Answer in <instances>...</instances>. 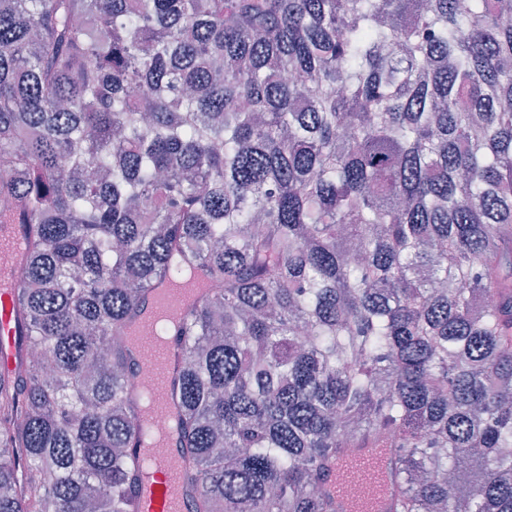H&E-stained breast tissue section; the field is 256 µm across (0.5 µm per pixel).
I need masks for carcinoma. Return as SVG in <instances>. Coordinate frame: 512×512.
Wrapping results in <instances>:
<instances>
[{
  "instance_id": "1",
  "label": "carcinoma",
  "mask_w": 512,
  "mask_h": 512,
  "mask_svg": "<svg viewBox=\"0 0 512 512\" xmlns=\"http://www.w3.org/2000/svg\"><path fill=\"white\" fill-rule=\"evenodd\" d=\"M26 225L0 512H133L126 330L203 293L172 385L192 512H512V0H0ZM171 283L172 281L164 283L152 291L149 297V308L153 315L171 309L175 314L178 312L180 317L197 296L198 290L191 297L184 289L170 287ZM345 458L352 459L364 466L376 470L380 478V488L377 493L365 501L363 505L358 496L342 493L336 496L338 512H390L395 497V487L392 480L394 467V452L391 448H350Z\"/></svg>"
}]
</instances>
